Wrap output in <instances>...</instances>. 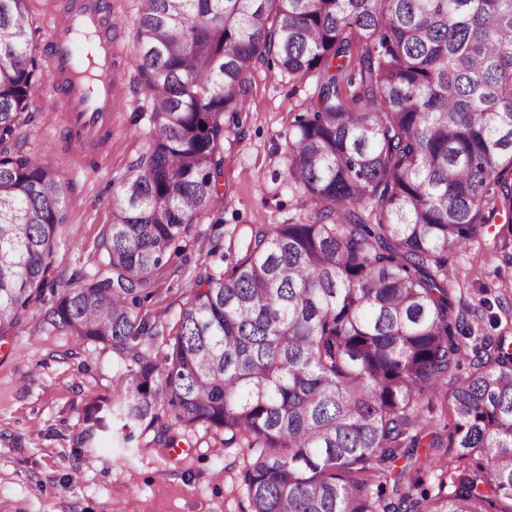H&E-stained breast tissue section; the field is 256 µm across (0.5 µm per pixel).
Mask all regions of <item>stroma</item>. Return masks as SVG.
I'll use <instances>...</instances> for the list:
<instances>
[{"mask_svg": "<svg viewBox=\"0 0 512 512\" xmlns=\"http://www.w3.org/2000/svg\"><path fill=\"white\" fill-rule=\"evenodd\" d=\"M139 0H112L117 88L112 138L93 168L71 150L47 82H40L21 150L49 154L67 172L53 276L67 284L95 272L98 244L112 222V199L152 140V103L133 78ZM246 110L227 127L223 202L198 214L180 254L154 275L144 313L169 334L190 281L204 269L210 242L222 237L224 269L244 254L252 232L310 219L312 207L288 177V137L304 111L310 85L257 68ZM455 308L477 307L476 336H512V223L504 215L449 258ZM51 301L30 305L21 335L0 341V512H241L239 473L247 449L198 425L171 427L180 450L155 442L153 431L127 433L112 412L122 391L123 362L105 344L83 342L46 323Z\"/></svg>", "mask_w": 512, "mask_h": 512, "instance_id": "obj_1", "label": "stroma"}]
</instances>
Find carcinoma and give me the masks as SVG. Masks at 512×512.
I'll use <instances>...</instances> for the list:
<instances>
[{
    "instance_id": "1",
    "label": "carcinoma",
    "mask_w": 512,
    "mask_h": 512,
    "mask_svg": "<svg viewBox=\"0 0 512 512\" xmlns=\"http://www.w3.org/2000/svg\"><path fill=\"white\" fill-rule=\"evenodd\" d=\"M135 25L152 143L100 268L59 290L64 176L16 146L41 68L28 0H0V339L56 294L52 324L125 364V427L249 450L246 512H512V348L462 341L448 289L450 255L512 213V0H142ZM263 64L314 83L288 158L313 221L199 274L158 363L141 307L217 207L225 125Z\"/></svg>"
}]
</instances>
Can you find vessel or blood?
I'll return each mask as SVG.
<instances>
[{
	"instance_id": "b4317fda",
	"label": "vessel or blood",
	"mask_w": 512,
	"mask_h": 512,
	"mask_svg": "<svg viewBox=\"0 0 512 512\" xmlns=\"http://www.w3.org/2000/svg\"><path fill=\"white\" fill-rule=\"evenodd\" d=\"M111 14V0H65L61 15L49 29L47 78L59 95L63 122L77 144L99 143L112 135V40L101 37L87 73H80L76 52L78 42L98 35Z\"/></svg>"
}]
</instances>
